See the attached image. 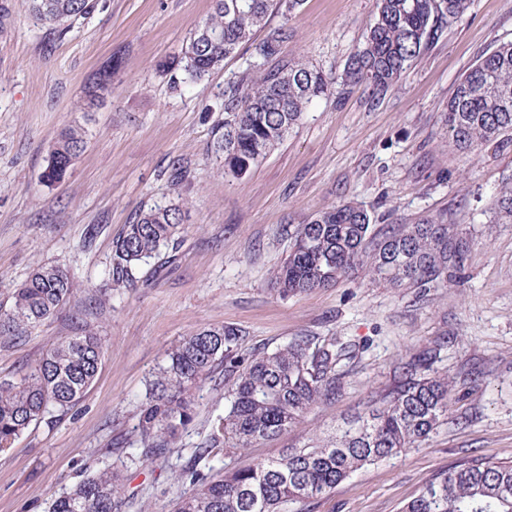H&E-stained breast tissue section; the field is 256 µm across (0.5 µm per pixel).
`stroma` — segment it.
<instances>
[{
    "label": "stroma",
    "mask_w": 512,
    "mask_h": 512,
    "mask_svg": "<svg viewBox=\"0 0 512 512\" xmlns=\"http://www.w3.org/2000/svg\"><path fill=\"white\" fill-rule=\"evenodd\" d=\"M0 305L36 265L65 268L76 289L22 339L0 343V377L40 360L79 331L77 313L106 287L112 240L135 210L177 203L185 212L177 261L138 287L109 294L91 322L105 358L74 408L38 423L0 453V512H48L97 453L124 473L130 512H172L182 466L224 413L223 382L205 384L192 422L165 456L136 451L138 406L166 350L183 336L230 326L240 353L273 351L297 336L359 345L336 400L313 408L277 439L214 468L248 466L329 434L393 384L406 353L443 340L433 363L452 385L448 422L426 445L366 466L302 512H401L437 474L464 458L512 462V224L490 202L512 183V146L473 155L449 147L440 115L457 81L512 42V0H471L402 78L376 95L366 85L319 98L250 174L225 176L210 153L224 121V91L245 53L187 87L160 69L177 54L211 0H93L63 26L34 21L28 0H0ZM373 0H303L285 47L341 75L373 24ZM121 67L99 108L85 88L113 60ZM78 124L87 144L66 179L41 174L59 131ZM183 167L171 183V168ZM352 201L375 227L441 215L469 250L461 282L420 295L371 282L365 270L336 287L280 298L272 275L289 232L316 212Z\"/></svg>",
    "instance_id": "35a3bbf8"
}]
</instances>
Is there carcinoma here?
I'll list each match as a JSON object with an SVG mask.
<instances>
[{"label": "carcinoma", "mask_w": 512, "mask_h": 512, "mask_svg": "<svg viewBox=\"0 0 512 512\" xmlns=\"http://www.w3.org/2000/svg\"><path fill=\"white\" fill-rule=\"evenodd\" d=\"M470 0H375L376 20L351 55L344 74L331 77L300 58L284 55L293 37L288 23L268 25L277 11L289 19L302 0H212L181 53L163 70L194 83L248 48L254 68L224 93V124L213 150L224 174L241 177L257 167L298 126L332 85L366 84L384 92L420 57L438 32L469 8ZM90 0H30L39 22L61 24L86 14ZM265 30L262 38L256 33ZM111 70L86 89L93 106L108 88ZM448 143L463 153L512 135V43L482 56L459 80L441 117ZM85 147V131L63 128L49 154L42 179L66 178ZM498 224L512 223V186L493 194ZM182 225L178 204H153L136 212L112 242L106 282L112 291L135 288L172 260ZM467 240L444 219L402 224L371 235L368 213L343 202L314 214L294 233L283 263L274 271L277 294L288 298L330 288L364 266L374 280L424 294L456 280ZM75 284L58 265L42 264L14 289L10 308L0 310V340L14 341L52 316ZM229 326L197 331L173 344L165 363L152 373L138 408L141 455L160 457L193 420L196 393L224 365V415L209 438L194 449L179 475L189 490L175 512H288V505L328 494L366 465L418 447L448 420V380L432 373L435 350L410 353L397 367L393 386L368 400L362 411L301 448H286L247 467H200L216 448L224 455L274 440L316 405L336 399L354 358L352 346L296 336L271 352L243 355ZM105 350L89 331L51 345L18 376L0 379V453L31 426L74 407L95 381ZM84 478L57 497L50 512H125L123 475L94 456L83 462ZM402 512H512V463L479 457L436 476Z\"/></svg>", "instance_id": "obj_1"}]
</instances>
